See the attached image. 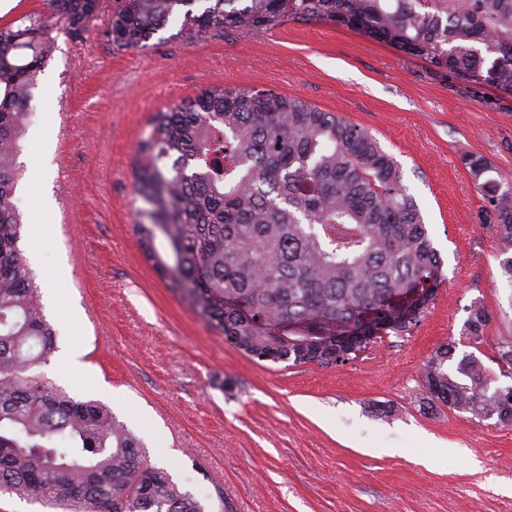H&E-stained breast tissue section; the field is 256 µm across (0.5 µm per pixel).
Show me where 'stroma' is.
<instances>
[{
  "label": "stroma",
  "instance_id": "stroma-1",
  "mask_svg": "<svg viewBox=\"0 0 512 512\" xmlns=\"http://www.w3.org/2000/svg\"><path fill=\"white\" fill-rule=\"evenodd\" d=\"M173 17L145 46L116 49L95 21L63 27L27 103L13 198L25 257L59 355L44 375L111 407L156 466L206 512H512V427L479 422L423 386L437 346L471 352V305L491 315L483 350L512 336V283L496 234L478 220L464 156L512 179V94L457 83L400 49L326 24L262 34L179 36ZM212 85L297 96L371 129L401 165L445 281L410 333L332 366L258 361L168 287L135 230L137 143L156 112ZM66 279L50 286L56 268Z\"/></svg>",
  "mask_w": 512,
  "mask_h": 512
}]
</instances>
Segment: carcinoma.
<instances>
[{
    "mask_svg": "<svg viewBox=\"0 0 512 512\" xmlns=\"http://www.w3.org/2000/svg\"><path fill=\"white\" fill-rule=\"evenodd\" d=\"M206 6L196 13L192 6ZM52 17L83 36L101 0H49ZM183 14L181 37L263 33L325 22L390 43L452 79L512 93V0H113L106 35L147 42ZM0 26V496L59 512H204L149 459L142 441L100 400H82L35 367L56 352L24 256L13 204L26 101L51 57L39 13ZM139 141L135 189L145 203L142 251L196 314L259 360L348 362L385 336L409 333L440 288L443 260L398 161L371 131L300 97L214 85L155 114ZM481 192L512 283V181L464 159ZM490 315L470 309L467 335L484 340ZM512 376V337L491 358ZM429 396L480 422L512 426V394L490 391L478 356L436 348Z\"/></svg>",
    "mask_w": 512,
    "mask_h": 512,
    "instance_id": "carcinoma-1",
    "label": "carcinoma"
}]
</instances>
